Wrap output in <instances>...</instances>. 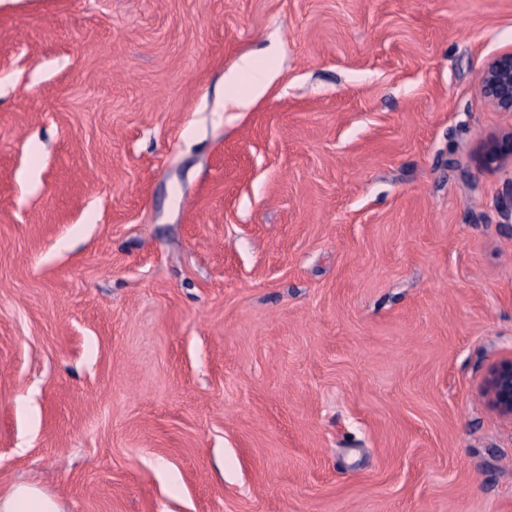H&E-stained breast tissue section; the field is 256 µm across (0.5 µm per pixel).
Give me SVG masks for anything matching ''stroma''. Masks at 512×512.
I'll use <instances>...</instances> for the list:
<instances>
[{
    "instance_id": "stroma-1",
    "label": "stroma",
    "mask_w": 512,
    "mask_h": 512,
    "mask_svg": "<svg viewBox=\"0 0 512 512\" xmlns=\"http://www.w3.org/2000/svg\"><path fill=\"white\" fill-rule=\"evenodd\" d=\"M510 50L512 0H0V491L512 512ZM481 94L501 112H512V52L492 58L486 65ZM262 69L247 57L241 59L237 71L228 77V82L235 87L229 98V103L236 107H247L262 94L265 87V76ZM241 78H246L242 83ZM478 167L487 172H495L512 167V127L487 136L476 154ZM481 394L499 417L512 422V356L487 367Z\"/></svg>"
}]
</instances>
